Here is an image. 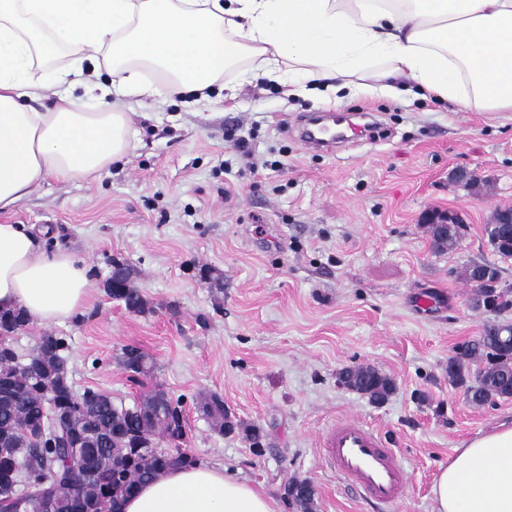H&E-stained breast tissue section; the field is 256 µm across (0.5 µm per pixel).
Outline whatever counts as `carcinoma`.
Listing matches in <instances>:
<instances>
[{
    "label": "carcinoma",
    "mask_w": 512,
    "mask_h": 512,
    "mask_svg": "<svg viewBox=\"0 0 512 512\" xmlns=\"http://www.w3.org/2000/svg\"><path fill=\"white\" fill-rule=\"evenodd\" d=\"M439 251L454 248L464 225H425ZM495 252L512 257V238L495 233V225L485 226ZM463 278L477 288L479 303L496 301L498 312L512 309V289L493 293L488 281L502 280L498 266L473 262ZM109 296L135 312L145 301L135 288H119ZM26 325L19 314H0V330L12 334ZM66 339L52 334L40 337L27 361H17L9 340H0V512H79L92 502L98 507L114 505L135 494L142 484L161 473L197 463L192 456H181L159 448L166 442L179 448L188 441L187 422L176 418L170 405L182 407L180 400L166 399L164 393L142 396L131 406L117 405L106 393L73 390L66 355ZM481 358L488 367L467 380V366ZM123 362L132 372L148 375L153 363L146 355L129 348ZM448 377L454 384L466 385L471 402L481 404L491 397H512V323L503 321L483 329L481 336L460 347L449 360ZM340 381L373 402L385 400L395 383L379 370L347 367L339 372ZM198 409L218 430L233 429L224 416V400L216 393L201 398ZM158 446L155 453L142 456L135 449L147 443ZM89 464L91 473L77 468L76 458Z\"/></svg>",
    "instance_id": "1"
}]
</instances>
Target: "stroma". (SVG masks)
<instances>
[{
    "mask_svg": "<svg viewBox=\"0 0 512 512\" xmlns=\"http://www.w3.org/2000/svg\"><path fill=\"white\" fill-rule=\"evenodd\" d=\"M141 74L158 91L126 105L137 134L124 160L94 178H46L10 214L49 226L46 249L80 252L96 285L75 319L13 335L16 351L63 336L76 392L130 406L159 386L182 399L189 453L224 463L279 512H297L285 495L296 480L314 485L315 512H381L356 498L321 446L337 418L357 416L408 473L406 496L388 512H431L440 464L512 424V398L476 406L448 380L461 345L486 324L512 322V310L476 308L461 276L485 260L512 286V258H500L484 231L512 207V112H459L428 94L338 102L321 84L292 94L247 63L210 101L169 94L155 70ZM363 110L379 113L386 137L330 154L297 139L307 113ZM237 136L270 168L241 164ZM459 167L469 180L455 181ZM455 209L466 216L463 235L435 251L423 216ZM113 259L130 267L144 311L105 294ZM128 347L153 359L151 376L125 367ZM363 365L394 380L384 403L339 383L341 369ZM211 393L241 430L219 434L199 413L197 400Z\"/></svg>",
    "mask_w": 512,
    "mask_h": 512,
    "instance_id": "35a3bbf8",
    "label": "stroma"
}]
</instances>
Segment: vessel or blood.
Masks as SVG:
<instances>
[{
    "label": "vessel or blood",
    "mask_w": 512,
    "mask_h": 512,
    "mask_svg": "<svg viewBox=\"0 0 512 512\" xmlns=\"http://www.w3.org/2000/svg\"><path fill=\"white\" fill-rule=\"evenodd\" d=\"M364 134L353 116L327 112L308 120L298 130L309 151L335 150L351 137ZM323 446L336 473L362 499L390 504L406 490V471L396 453L386 448L380 433L355 417L337 420L324 434Z\"/></svg>",
    "instance_id": "vessel-or-blood-1"
}]
</instances>
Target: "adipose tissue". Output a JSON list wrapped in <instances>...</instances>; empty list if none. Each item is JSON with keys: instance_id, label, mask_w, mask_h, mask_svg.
<instances>
[{"instance_id": "obj_1", "label": "adipose tissue", "mask_w": 512, "mask_h": 512, "mask_svg": "<svg viewBox=\"0 0 512 512\" xmlns=\"http://www.w3.org/2000/svg\"><path fill=\"white\" fill-rule=\"evenodd\" d=\"M68 68L43 81L59 55ZM272 82L331 81L332 92L429 93L459 111L512 112V0H0V211L45 177L109 171L131 150L129 113L109 95H204L240 62ZM54 89L47 112L30 99ZM46 229L0 222V313L50 325L82 311L85 258L45 252ZM432 512H512V426L479 435L440 466ZM118 512H277L221 465L169 470Z\"/></svg>"}]
</instances>
